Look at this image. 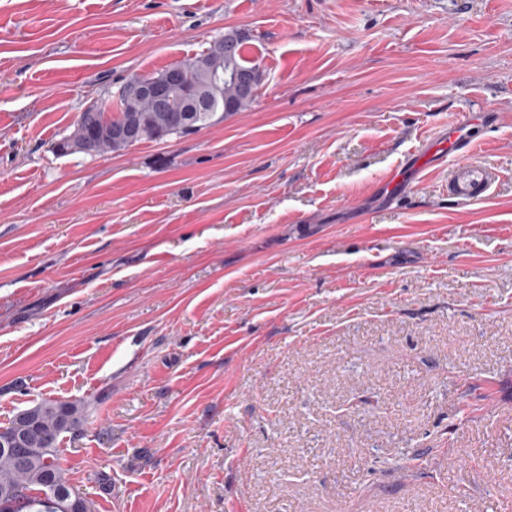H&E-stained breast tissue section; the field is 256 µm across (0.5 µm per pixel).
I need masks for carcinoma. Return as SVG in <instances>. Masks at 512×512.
Returning a JSON list of instances; mask_svg holds the SVG:
<instances>
[{
  "mask_svg": "<svg viewBox=\"0 0 512 512\" xmlns=\"http://www.w3.org/2000/svg\"><path fill=\"white\" fill-rule=\"evenodd\" d=\"M224 37L235 41L233 51L216 63L206 50L175 67L186 81L175 95L180 113L157 107L149 98L119 88L114 95L115 111L105 103L90 106L89 120L55 144L59 154L78 150L93 142L92 153L117 152L145 140L160 141L192 134L245 110L255 94L244 93L233 78L238 72L262 74L259 65L242 55V39L234 30ZM132 121L134 134L120 139L112 127ZM89 406L80 400L42 399L17 411L0 435V512H91L81 498L72 497L69 479L61 462V438L79 432ZM20 437L29 448L21 458L10 449L8 439Z\"/></svg>",
  "mask_w": 512,
  "mask_h": 512,
  "instance_id": "carcinoma-1",
  "label": "carcinoma"
}]
</instances>
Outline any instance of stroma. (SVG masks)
<instances>
[{
  "mask_svg": "<svg viewBox=\"0 0 512 512\" xmlns=\"http://www.w3.org/2000/svg\"><path fill=\"white\" fill-rule=\"evenodd\" d=\"M263 81L183 137L57 154L225 31ZM495 181L380 187L456 115ZM512 0H0V426L92 512H512ZM89 406L80 400L41 399L18 410L0 435V512H91L72 497L62 465L63 434L79 432ZM20 437L25 448L17 456L7 438ZM45 448H52L47 450Z\"/></svg>",
  "mask_w": 512,
  "mask_h": 512,
  "instance_id": "obj_1",
  "label": "stroma"
}]
</instances>
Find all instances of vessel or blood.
Listing matches in <instances>:
<instances>
[{"mask_svg":"<svg viewBox=\"0 0 512 512\" xmlns=\"http://www.w3.org/2000/svg\"><path fill=\"white\" fill-rule=\"evenodd\" d=\"M469 116L450 121L448 133L438 144L415 152L410 160L414 170L420 171L429 165H440L456 161L457 167L449 182L452 194L461 200H474L487 193L492 185V174L478 161L473 160L476 139L472 134Z\"/></svg>","mask_w":512,"mask_h":512,"instance_id":"vessel-or-blood-1","label":"vessel or blood"}]
</instances>
